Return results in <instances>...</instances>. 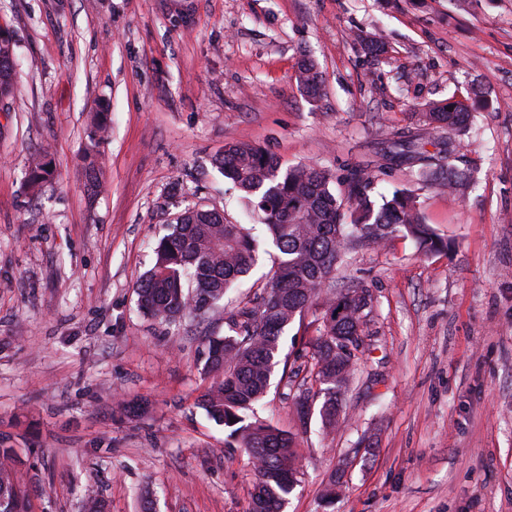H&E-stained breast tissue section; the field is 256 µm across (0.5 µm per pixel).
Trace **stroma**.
Listing matches in <instances>:
<instances>
[{
    "label": "stroma",
    "mask_w": 512,
    "mask_h": 512,
    "mask_svg": "<svg viewBox=\"0 0 512 512\" xmlns=\"http://www.w3.org/2000/svg\"><path fill=\"white\" fill-rule=\"evenodd\" d=\"M0 31L17 72L0 100V444L32 478L28 512H83L89 489L109 512H247L252 463L197 405L202 340L262 289L271 257L176 329L137 307L156 240L193 205L250 223L213 164L231 141L338 176L369 168L380 192L413 184L416 164L382 140L445 149L416 107L474 88L456 161L474 189L419 191L454 251L397 237L336 269L376 307L346 419L327 438L311 421L285 512H512V0H0ZM379 33L374 59L362 39ZM306 55L324 78L314 99L296 80ZM44 149L55 174L29 187ZM128 403L139 411L121 415ZM345 455L346 487L324 504Z\"/></svg>",
    "instance_id": "35a3bbf8"
}]
</instances>
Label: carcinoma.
<instances>
[{
    "mask_svg": "<svg viewBox=\"0 0 512 512\" xmlns=\"http://www.w3.org/2000/svg\"><path fill=\"white\" fill-rule=\"evenodd\" d=\"M14 45L0 32V96L12 93L16 70ZM298 82L307 96L321 91V74L305 57ZM469 106L449 98L426 105V125L448 132V153L428 155L422 139L395 140L389 152L419 162V184L442 181L450 192H463L471 177L455 164L454 136L468 128ZM42 150L32 161L28 185L37 186L51 175ZM85 183L98 194V156L88 155ZM214 164L258 213L275 248L274 270L267 285L245 295L226 325L228 333L203 339L204 374L211 382L198 399L209 419L230 429L249 455L256 472L249 512H282L299 483V434L307 432L316 398L321 427L336 429L340 419L338 395L352 381L359 338L374 312L366 288H336V265L369 247L384 246L396 237L412 239L425 253L447 250L423 215L419 193L410 187L389 195H373L375 175L365 167L337 179L310 164L283 166L273 152L246 142H229ZM155 261L135 287L144 315L168 327L187 319H204L224 297L241 285L256 266L259 243L244 224L224 212L203 206L181 211L154 248ZM321 304L322 327L313 339L311 374L319 390L306 381L288 380L297 430L284 431L257 417L256 405L266 395L275 368L281 363L280 337L288 325L314 304ZM18 449L0 446V500L13 512H26L20 472L13 466Z\"/></svg>",
    "mask_w": 512,
    "mask_h": 512,
    "instance_id": "1",
    "label": "carcinoma"
}]
</instances>
